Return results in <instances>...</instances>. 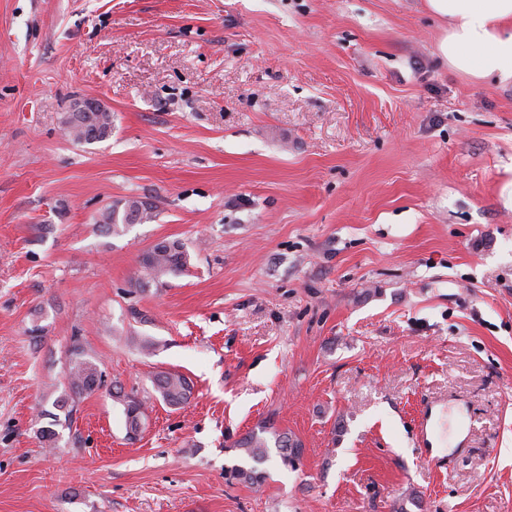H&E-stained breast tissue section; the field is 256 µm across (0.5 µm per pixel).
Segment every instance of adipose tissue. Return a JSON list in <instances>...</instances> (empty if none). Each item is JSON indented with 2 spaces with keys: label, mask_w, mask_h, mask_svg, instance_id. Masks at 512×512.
I'll return each instance as SVG.
<instances>
[{
  "label": "adipose tissue",
  "mask_w": 512,
  "mask_h": 512,
  "mask_svg": "<svg viewBox=\"0 0 512 512\" xmlns=\"http://www.w3.org/2000/svg\"><path fill=\"white\" fill-rule=\"evenodd\" d=\"M447 21L438 52L452 70L477 80H512V0H427Z\"/></svg>",
  "instance_id": "1"
}]
</instances>
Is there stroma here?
<instances>
[{
    "mask_svg": "<svg viewBox=\"0 0 512 512\" xmlns=\"http://www.w3.org/2000/svg\"><path fill=\"white\" fill-rule=\"evenodd\" d=\"M445 27L426 0H0V512H512V81L449 69ZM88 98L112 135L78 144ZM129 197L154 220L102 232ZM162 239L187 270L132 288ZM76 341L105 383L57 427ZM433 402L463 447L421 441ZM265 421L299 468L228 482ZM83 103L84 100L75 102L70 112H66L62 121L65 133L74 141L83 140V144H92L109 138L112 135V113L107 110L92 112L97 134L89 138L86 122L90 117L86 115L87 112H82ZM92 138L94 140L90 141ZM153 384L162 400L171 407L182 405L191 394L190 382L177 372H161L155 376ZM124 407L126 428L129 435H136L141 430L145 419V404L134 394L115 393Z\"/></svg>",
    "mask_w": 512,
    "mask_h": 512,
    "instance_id": "stroma-1",
    "label": "stroma"
}]
</instances>
